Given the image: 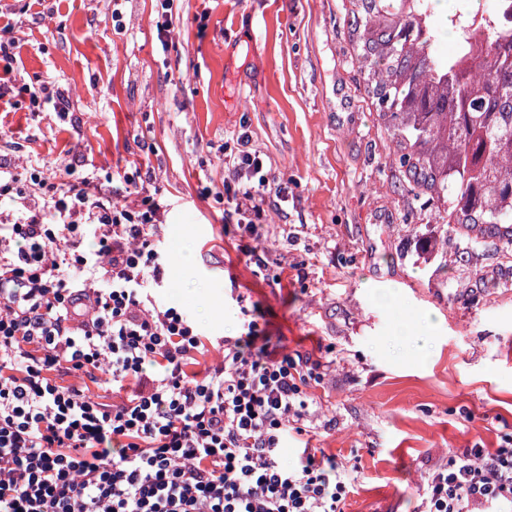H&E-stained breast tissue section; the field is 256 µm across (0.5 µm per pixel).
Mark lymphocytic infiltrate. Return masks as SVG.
Wrapping results in <instances>:
<instances>
[{
	"instance_id": "lymphocytic-infiltrate-1",
	"label": "lymphocytic infiltrate",
	"mask_w": 512,
	"mask_h": 512,
	"mask_svg": "<svg viewBox=\"0 0 512 512\" xmlns=\"http://www.w3.org/2000/svg\"><path fill=\"white\" fill-rule=\"evenodd\" d=\"M224 221L263 236L262 204L283 194L248 133L225 156ZM112 205L74 184L0 170V512H344L351 484L330 457L291 468L279 448L308 433L310 383L327 358L277 356L257 321L207 345L181 309L157 304L167 254L148 189ZM132 382L121 404L58 383ZM421 512H512V448H468L428 476Z\"/></svg>"
}]
</instances>
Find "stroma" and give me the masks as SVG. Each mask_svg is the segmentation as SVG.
<instances>
[{
  "label": "stroma",
  "mask_w": 512,
  "mask_h": 512,
  "mask_svg": "<svg viewBox=\"0 0 512 512\" xmlns=\"http://www.w3.org/2000/svg\"><path fill=\"white\" fill-rule=\"evenodd\" d=\"M347 0H174L161 48L158 0H0V165L77 183L119 203L147 164L167 210L163 305L185 310L209 351L257 320L285 354L334 364L309 395L321 449L355 480L344 512H419L429 473L467 448L512 442V254L445 224L407 193L353 59ZM64 92L66 112L28 91ZM247 131L287 198L265 237L225 223L224 148ZM263 252L261 261L250 257ZM393 290L382 306L378 292ZM412 327L425 348L403 344Z\"/></svg>",
  "instance_id": "1"
}]
</instances>
